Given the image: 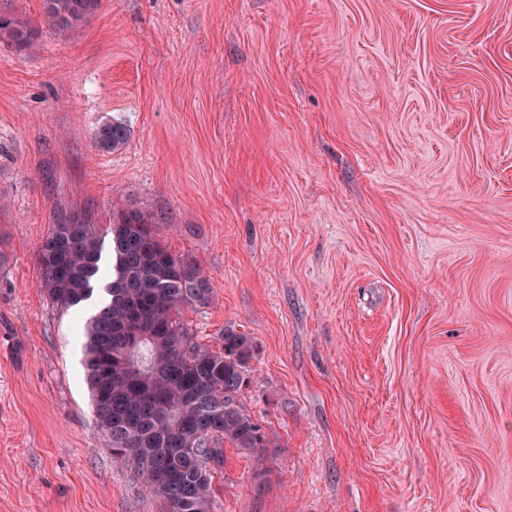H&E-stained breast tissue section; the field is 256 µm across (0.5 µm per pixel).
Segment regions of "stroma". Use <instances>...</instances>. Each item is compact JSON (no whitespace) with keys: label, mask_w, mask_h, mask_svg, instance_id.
<instances>
[{"label":"stroma","mask_w":512,"mask_h":512,"mask_svg":"<svg viewBox=\"0 0 512 512\" xmlns=\"http://www.w3.org/2000/svg\"><path fill=\"white\" fill-rule=\"evenodd\" d=\"M0 42V512H166L103 442L59 216L149 214L258 346L212 512H512V0H102ZM125 122L123 149L94 134ZM101 6V0H43V18L46 28L58 35L86 23ZM130 135L131 132L127 125L118 120H112L97 128L94 139L98 150L109 154L123 148Z\"/></svg>","instance_id":"stroma-1"}]
</instances>
